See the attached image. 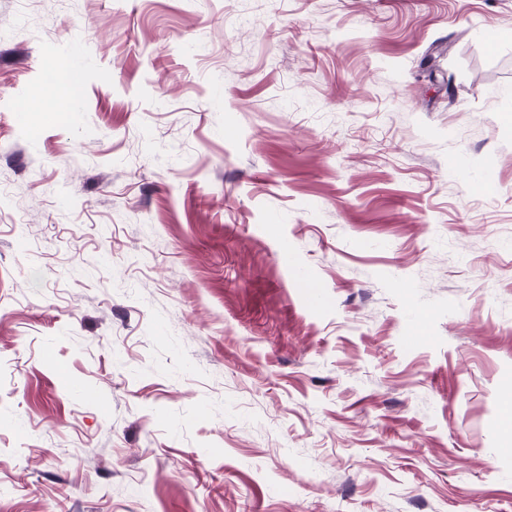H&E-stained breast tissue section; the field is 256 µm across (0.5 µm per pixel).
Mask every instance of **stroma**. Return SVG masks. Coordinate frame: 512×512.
<instances>
[{
  "instance_id": "35a3bbf8",
  "label": "stroma",
  "mask_w": 512,
  "mask_h": 512,
  "mask_svg": "<svg viewBox=\"0 0 512 512\" xmlns=\"http://www.w3.org/2000/svg\"><path fill=\"white\" fill-rule=\"evenodd\" d=\"M511 411L512 0H0V512H512ZM76 88L71 82L69 75H60L48 86L47 94L31 105V107H47L57 112H66L65 105L74 99Z\"/></svg>"
}]
</instances>
